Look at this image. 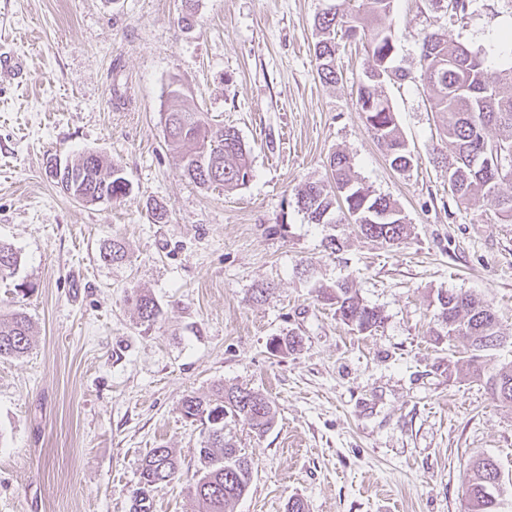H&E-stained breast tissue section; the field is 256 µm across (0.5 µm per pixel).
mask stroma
<instances>
[{
  "mask_svg": "<svg viewBox=\"0 0 512 512\" xmlns=\"http://www.w3.org/2000/svg\"><path fill=\"white\" fill-rule=\"evenodd\" d=\"M346 0H0V242L20 263L0 275V315L30 316L20 358L0 357V512H193L188 486L203 439L181 412L218 383L262 392L272 428L224 430L255 459L233 512H465L462 482L481 456L501 468V512H512V407L492 400L468 366L467 342L435 335L438 292L484 297L512 360V222L489 202L465 205L435 162L437 118L421 87L386 85L414 154L393 170L356 110L366 66L360 43L339 39L338 80L322 83L315 17ZM393 67L419 72L421 43L448 33L512 66V0H471L452 24L440 0H398ZM210 123L250 146L251 177L227 192L181 174L165 141L170 84ZM95 152L122 166L116 201L69 197L51 162ZM342 151L359 181L396 200L411 226L400 245L357 225L313 224L300 188L330 179ZM168 216L157 223L153 203ZM341 252L326 251L330 237ZM117 239L127 257L102 259ZM348 281L382 317L361 332L315 291ZM271 288L267 300L253 291ZM160 309L142 323L133 298ZM294 333L299 345L273 352ZM174 449L180 479L139 495L149 449Z\"/></svg>",
  "mask_w": 512,
  "mask_h": 512,
  "instance_id": "obj_1",
  "label": "stroma"
}]
</instances>
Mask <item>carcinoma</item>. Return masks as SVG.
<instances>
[{"label":"carcinoma","instance_id":"1","mask_svg":"<svg viewBox=\"0 0 512 512\" xmlns=\"http://www.w3.org/2000/svg\"><path fill=\"white\" fill-rule=\"evenodd\" d=\"M396 0H360L350 10L325 11L313 24L314 52L318 75L326 84L337 81L336 36L342 32L362 42L368 68L379 70L381 80L371 89H357L356 107L373 139L385 147L390 166L399 172L410 168V149L396 121L395 112L383 94L391 81L419 80L427 90L438 118L440 141L450 151L445 161L448 185L457 198L469 203L482 197L494 204L498 213L512 219V193L503 185L512 184V68L496 76L488 74L484 57L478 52L460 53L452 35L428 34L420 54V73L390 66L395 44L388 24ZM165 127L168 145L182 158V176L202 188L221 186L226 191L246 184L250 149L232 126L213 127L204 113L184 106L181 91L167 93ZM502 155V168L474 166L483 157ZM75 175L64 191L75 200L93 203L118 200L127 193L129 181L121 166L88 153L71 164ZM331 181L311 182L297 195V207L313 224L330 221L353 223L366 238L381 245H395L406 239L409 225L401 207L384 196H376L358 182L352 159L342 151L329 158ZM19 255L11 245L0 243V274L16 270ZM317 301L335 307L336 316L360 331L380 323L378 311L358 298L348 283L318 291ZM434 315L436 335L461 336L468 342L473 374L484 373L482 352L503 343L498 320L491 305L472 294H437ZM141 321L151 325L159 309L147 295L135 297ZM33 336L32 322L22 312L0 318V357H22L28 353ZM493 400L512 405V362L492 369L488 379ZM182 416L206 431L198 448L200 467L189 493L195 512H232V506L249 489L253 458L224 437V419L230 417L261 436L273 425L276 410L264 394L242 387L218 383L204 396L187 395L181 402ZM180 461L171 448H152L142 459V490L167 484L178 475ZM497 462L484 457L466 469L464 496L467 512H499L494 484L500 482Z\"/></svg>","mask_w":512,"mask_h":512}]
</instances>
